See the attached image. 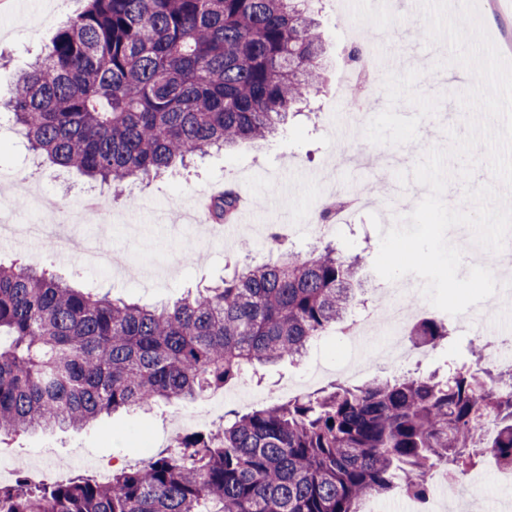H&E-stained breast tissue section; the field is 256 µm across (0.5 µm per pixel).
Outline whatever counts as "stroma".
<instances>
[{"mask_svg": "<svg viewBox=\"0 0 512 512\" xmlns=\"http://www.w3.org/2000/svg\"><path fill=\"white\" fill-rule=\"evenodd\" d=\"M84 5L85 0H0L1 91L12 87L40 47ZM478 7L491 38L512 58V0H478ZM315 10L325 48L324 79L298 106L287 126L267 141L211 152L154 179L128 181L123 191L132 196L133 206L113 199L110 189L100 188L76 171L42 163L28 151L23 138L11 129L1 130L0 173L5 179L0 182V219L34 224L62 214L66 207L83 208L95 202L108 214L104 245L122 255L125 268L116 274L105 266H82L75 257L66 262L55 259L47 240L28 248L0 240V261L35 254L41 261L53 263L62 277L77 279L82 287L160 304L227 276L245 256L271 259L268 236L278 228L290 233L297 250L308 251L317 243L309 236L308 227L335 194L350 193L362 179L396 184L397 172H410L427 148L447 145L445 128L464 131L465 114L455 95L469 87L473 78L458 66L432 71V64L446 50L428 45L414 31L412 24L420 16L412 0H317ZM358 25L384 29L374 56L386 59L387 64L380 67L374 86L363 91L374 106L362 112L357 137L368 142L370 151L364 168L353 170L341 157L344 141L336 130L352 101L354 82L344 74L343 56L353 45ZM229 184L252 205V230L243 233L241 240L226 238L212 222L199 229L183 220L188 209L200 207ZM384 214L380 197L358 201L338 231L326 235L342 255L362 257L360 277L366 297L381 311L389 305L388 283L373 269L380 236L370 218L380 216L382 226L390 227ZM409 309L416 318L441 320L448 334L424 356L403 364L402 372L441 375L447 372L449 362H471L473 340L457 317L423 299ZM306 381L304 363L282 361L225 388L224 400L205 395L195 406L212 428L223 423L225 413L239 411L234 394L256 391L251 407L258 410L268 407L270 394L280 393L283 386L297 387ZM180 407L175 401L150 410L118 413L79 432L23 434L9 440L8 446L23 457L38 454L70 464L76 476L94 472L93 467L80 463L83 454L122 468L127 459L139 456L144 441L168 444L177 437L171 417ZM474 473L485 476L486 481L463 487L469 512H498L502 491L490 465H479Z\"/></svg>", "mask_w": 512, "mask_h": 512, "instance_id": "stroma-1", "label": "stroma"}]
</instances>
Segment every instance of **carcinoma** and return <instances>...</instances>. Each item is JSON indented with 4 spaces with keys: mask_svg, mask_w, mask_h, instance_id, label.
<instances>
[{
    "mask_svg": "<svg viewBox=\"0 0 512 512\" xmlns=\"http://www.w3.org/2000/svg\"><path fill=\"white\" fill-rule=\"evenodd\" d=\"M86 2L19 75L7 115L30 150L117 196L189 156L267 140L321 84L312 0ZM241 201L228 187L205 213L231 222ZM270 244L275 261L161 308L0 263V436L89 429L301 358L351 310L358 261L330 244L302 255L277 232ZM447 334L435 318L413 331L427 345ZM486 448L512 468V369L336 382L182 435L107 482L0 485V512H360L371 494L425 496L437 470L461 480Z\"/></svg>",
    "mask_w": 512,
    "mask_h": 512,
    "instance_id": "obj_1",
    "label": "carcinoma"
}]
</instances>
